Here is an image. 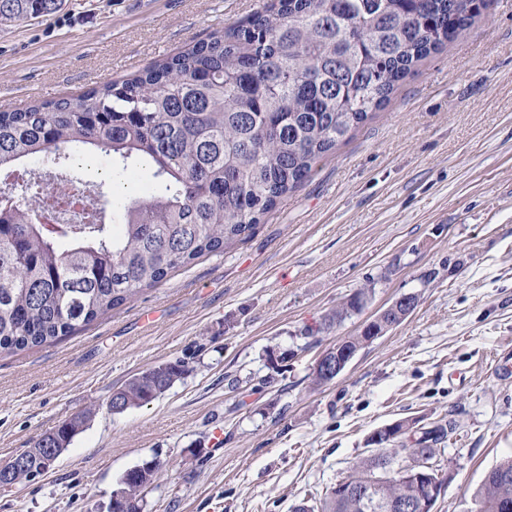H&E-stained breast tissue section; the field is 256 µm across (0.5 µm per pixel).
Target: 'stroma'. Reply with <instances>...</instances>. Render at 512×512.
Here are the masks:
<instances>
[{"label":"stroma","instance_id":"obj_1","mask_svg":"<svg viewBox=\"0 0 512 512\" xmlns=\"http://www.w3.org/2000/svg\"><path fill=\"white\" fill-rule=\"evenodd\" d=\"M258 2L58 0L50 15L0 25V109L130 78ZM112 165L96 153L53 170L108 204ZM362 288V311L321 330ZM405 293L417 294L415 310L340 377L314 384L318 357ZM505 358L512 0H489L464 38L418 62L249 237L71 336L0 354V464L91 413L52 470L0 490V512H109L124 473L151 460L142 512H294L319 506L372 455L378 429L450 418L457 429L432 460L445 481L433 512H468L487 472L512 456V375L496 372ZM179 359L185 373L164 395L108 411L114 389Z\"/></svg>","mask_w":512,"mask_h":512}]
</instances>
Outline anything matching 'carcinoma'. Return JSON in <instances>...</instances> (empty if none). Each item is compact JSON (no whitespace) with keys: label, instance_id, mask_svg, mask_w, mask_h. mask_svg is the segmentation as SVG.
<instances>
[{"label":"carcinoma","instance_id":"1","mask_svg":"<svg viewBox=\"0 0 512 512\" xmlns=\"http://www.w3.org/2000/svg\"><path fill=\"white\" fill-rule=\"evenodd\" d=\"M57 0H0V21L47 16ZM487 0H261L244 20L159 59L132 78L105 81L75 99L0 111V173L36 158L112 155L125 185L148 164L152 182L112 196L103 214L49 224L52 205L15 182L0 195V353L41 346L121 306L168 273L253 232L261 217L369 119L424 57L466 35ZM367 291L336 310V324L364 307ZM401 302L337 344L355 354L404 318ZM185 373L181 361L143 371L118 388L122 408L152 402ZM90 411L42 434L37 448H66ZM456 429L452 418L406 441L407 422L340 480L319 512H364L349 486L389 473L388 498H415L412 463ZM409 464L398 465L399 459ZM53 464L19 467L29 482ZM155 472L123 475L112 512H141ZM512 457L475 492L470 512H507Z\"/></svg>","mask_w":512,"mask_h":512}]
</instances>
